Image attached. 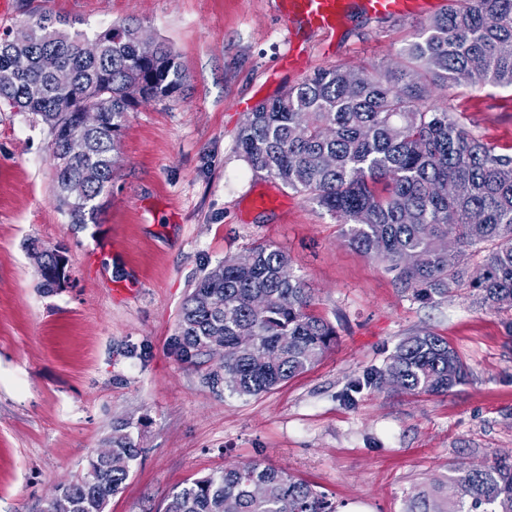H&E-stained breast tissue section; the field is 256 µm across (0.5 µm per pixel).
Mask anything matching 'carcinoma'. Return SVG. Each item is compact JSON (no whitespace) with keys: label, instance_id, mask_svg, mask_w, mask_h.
<instances>
[{"label":"carcinoma","instance_id":"1","mask_svg":"<svg viewBox=\"0 0 512 512\" xmlns=\"http://www.w3.org/2000/svg\"><path fill=\"white\" fill-rule=\"evenodd\" d=\"M67 25L42 10L0 37V100L49 127L56 189L70 223L96 224L128 112L140 102L183 99L187 80L171 45L157 41L153 56L140 55L136 22L97 33L96 57ZM45 53L58 56L68 83L43 71ZM20 54L29 60L23 71L12 65ZM444 84L512 87V0H457L424 23L390 68L314 72L255 106L237 149L254 171L344 219L348 244L386 262L415 299L469 285L482 305L511 309L512 155L430 103L433 88ZM74 135L86 144L80 156L67 152ZM70 180L85 184L84 199L68 197ZM445 240L452 244L446 252L439 247ZM409 252L419 254L418 266L404 265ZM286 266L283 249L258 244L196 283L171 348L183 363L219 358L203 375L209 387L257 397L305 372L335 341V328L310 309L303 278L282 277ZM39 275L44 287H58L55 251H46ZM387 373L405 392L446 394L468 380L469 368L447 339L422 329L365 382L379 384ZM128 428L117 425L111 456L90 458L42 512H105L142 453ZM449 480L453 497L420 491L407 512H512V455L454 465ZM163 512H336V505L290 473L252 462L185 482Z\"/></svg>","mask_w":512,"mask_h":512}]
</instances>
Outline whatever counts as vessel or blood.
Listing matches in <instances>:
<instances>
[{
  "label": "vessel or blood",
  "mask_w": 512,
  "mask_h": 512,
  "mask_svg": "<svg viewBox=\"0 0 512 512\" xmlns=\"http://www.w3.org/2000/svg\"><path fill=\"white\" fill-rule=\"evenodd\" d=\"M284 18L299 26L316 29L335 27L357 5L370 17L425 18L442 9L444 0H282Z\"/></svg>",
  "instance_id": "vessel-or-blood-1"
}]
</instances>
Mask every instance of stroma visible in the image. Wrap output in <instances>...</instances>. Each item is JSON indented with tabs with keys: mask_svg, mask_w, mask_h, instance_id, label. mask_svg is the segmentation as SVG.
Segmentation results:
<instances>
[{
	"mask_svg": "<svg viewBox=\"0 0 512 512\" xmlns=\"http://www.w3.org/2000/svg\"><path fill=\"white\" fill-rule=\"evenodd\" d=\"M277 2L0 0V33L45 9L89 38L137 21L177 51L188 85L183 100L129 112L96 224L70 223L60 205L47 127L0 101V512H42L124 420L143 453L105 512H161L187 480L252 461L313 485L337 512H405L449 462L512 454V309L476 306L465 288L413 299L336 217L237 151L257 103L323 68L387 67L421 19L352 13L303 34L292 68ZM432 101L512 153V89L440 86ZM262 195L274 206H256ZM257 243L288 253L337 336L308 371L244 399L206 386L213 360L181 362L170 341L196 281ZM57 246L70 281L49 290L34 254ZM422 328L455 347L465 384L445 395L363 384Z\"/></svg>",
	"mask_w": 512,
	"mask_h": 512,
	"instance_id": "obj_1",
	"label": "stroma"
}]
</instances>
